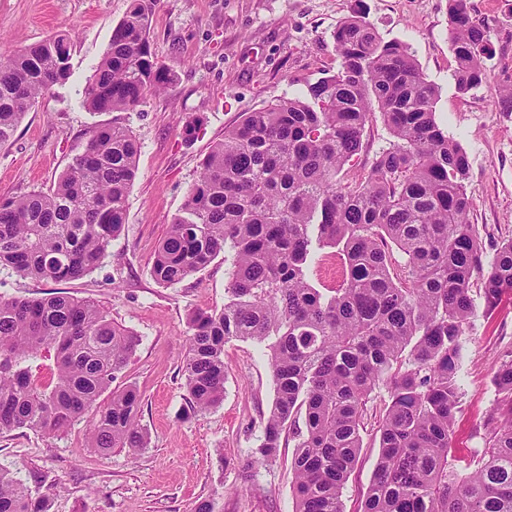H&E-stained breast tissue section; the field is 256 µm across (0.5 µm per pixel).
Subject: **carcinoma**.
Masks as SVG:
<instances>
[{"label": "carcinoma", "mask_w": 512, "mask_h": 512, "mask_svg": "<svg viewBox=\"0 0 512 512\" xmlns=\"http://www.w3.org/2000/svg\"><path fill=\"white\" fill-rule=\"evenodd\" d=\"M151 14V0H130L84 88L88 110L127 112L172 82L151 51ZM448 21L465 94L490 80L493 46L466 0H448ZM334 38L336 73L304 97L246 113L211 146L155 251L151 273L163 287L220 255L227 264L224 308L189 318L188 404L199 412L223 401L224 344L250 340L269 352L274 400L242 476L276 461L282 435L291 437L295 512H345L366 404L381 385L389 399L359 512H512V353L495 371L500 403L487 447L461 468L449 459L472 285L480 283L487 313L512 293V240L485 262L470 222L467 154L437 123L438 89L408 47L361 15L342 21ZM72 46L58 34L0 59L1 143L70 78ZM495 94L512 112L511 74ZM377 114L391 140L350 177ZM139 153L129 127L102 126L52 188L1 199L0 268L47 282L95 268L125 224ZM391 244L407 257L405 279L391 273ZM327 246L346 275L322 290L310 274ZM139 342L97 304L64 292L0 297V433L54 435L88 416L98 451L146 447L139 393L112 387ZM45 352L54 354L48 386L32 372ZM0 512L50 510L0 467Z\"/></svg>", "instance_id": "1"}]
</instances>
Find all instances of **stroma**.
I'll list each match as a JSON object with an SVG mask.
<instances>
[{
  "label": "stroma",
  "instance_id": "35a3bbf8",
  "mask_svg": "<svg viewBox=\"0 0 512 512\" xmlns=\"http://www.w3.org/2000/svg\"><path fill=\"white\" fill-rule=\"evenodd\" d=\"M129 0H0V58L59 33L74 37L72 75L41 96L13 137L0 143V198L47 189L66 170L96 127L120 123L141 144L124 229L100 263L80 279L46 283L0 269V297L35 298L62 291L91 300L140 344L120 382L141 396L140 424L148 447L101 453L91 448L88 423L47 435L32 429L0 434V466L34 495L50 496L53 512H193L215 500L219 512H295L291 458L286 446L271 466L244 478L222 468L221 456L250 458L274 398L269 356L250 341L224 346V400L189 413L183 364L188 319L224 306V260L216 258L182 283L155 282V250L185 202L210 146L240 116L274 99L306 94L333 74V34L360 12L388 40L409 46L420 70L439 90L436 117L469 160L470 220L486 257L512 239V112L500 111L493 85L460 94L455 87L448 0H153L149 40L171 73L164 91L130 112H92L82 103L86 82L107 52ZM488 27L491 76L512 73V0H467ZM194 133H186L190 121ZM476 317L466 330L462 396L451 445L467 458L484 448L498 393L499 359L512 351V295L492 317L474 295ZM386 388L367 403L363 448L343 491L346 512H357L378 455V426Z\"/></svg>",
  "mask_w": 512,
  "mask_h": 512
}]
</instances>
